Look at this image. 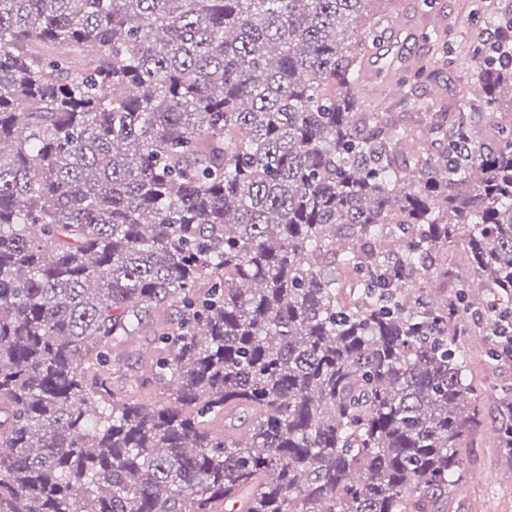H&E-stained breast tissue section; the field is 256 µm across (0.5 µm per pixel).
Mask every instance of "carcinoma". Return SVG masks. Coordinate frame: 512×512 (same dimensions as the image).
<instances>
[{"label": "carcinoma", "mask_w": 512, "mask_h": 512, "mask_svg": "<svg viewBox=\"0 0 512 512\" xmlns=\"http://www.w3.org/2000/svg\"><path fill=\"white\" fill-rule=\"evenodd\" d=\"M389 2L0 0V512H430L461 479L458 319L512 361V7L467 0L482 95L418 136L356 90ZM456 245L477 300L415 295Z\"/></svg>", "instance_id": "cac0c4a2"}]
</instances>
